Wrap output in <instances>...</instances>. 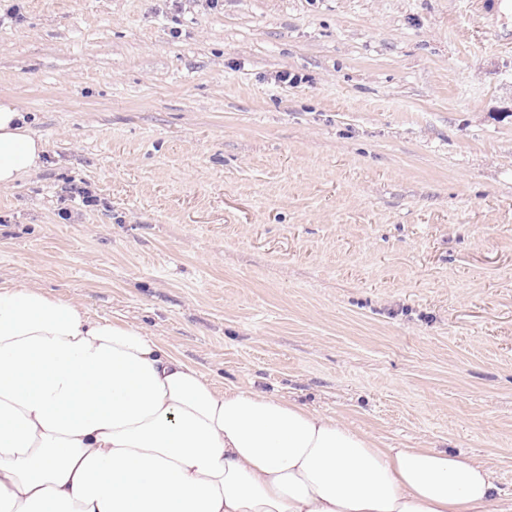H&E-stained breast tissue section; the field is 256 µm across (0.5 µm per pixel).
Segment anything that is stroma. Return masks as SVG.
I'll return each instance as SVG.
<instances>
[{
    "label": "stroma",
    "mask_w": 512,
    "mask_h": 512,
    "mask_svg": "<svg viewBox=\"0 0 512 512\" xmlns=\"http://www.w3.org/2000/svg\"><path fill=\"white\" fill-rule=\"evenodd\" d=\"M14 6L0 283L512 495V0ZM27 115L14 101L0 100V185H13L30 175L47 150Z\"/></svg>",
    "instance_id": "obj_1"
}]
</instances>
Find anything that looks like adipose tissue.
<instances>
[{
    "mask_svg": "<svg viewBox=\"0 0 512 512\" xmlns=\"http://www.w3.org/2000/svg\"><path fill=\"white\" fill-rule=\"evenodd\" d=\"M47 150L0 100V185ZM0 512H512L484 463L383 448L308 405L219 387L142 328L0 285Z\"/></svg>",
    "mask_w": 512,
    "mask_h": 512,
    "instance_id": "ef3b65f1",
    "label": "adipose tissue"
}]
</instances>
